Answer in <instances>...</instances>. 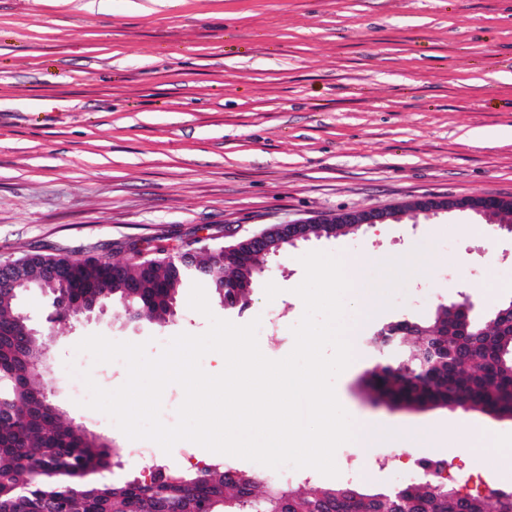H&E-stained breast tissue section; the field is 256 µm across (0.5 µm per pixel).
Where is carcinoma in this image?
<instances>
[{
    "instance_id": "obj_1",
    "label": "carcinoma",
    "mask_w": 512,
    "mask_h": 512,
    "mask_svg": "<svg viewBox=\"0 0 512 512\" xmlns=\"http://www.w3.org/2000/svg\"><path fill=\"white\" fill-rule=\"evenodd\" d=\"M128 258L33 254L17 259L25 267L23 283L12 292L0 282V512L42 508L49 500L67 499L72 512H194L201 504L212 512H512V488L490 486L486 493H464L443 476L447 462L424 464L423 479L387 492H372L358 484L301 487L266 479L230 465L210 464L188 474L158 469L151 480L104 485L56 479L31 484L37 470H76L110 457L106 446L64 419L44 389L30 379L47 348L46 336L24 333L26 322L15 311L22 293L37 288L56 296L43 270L49 265L73 270L75 300L99 298L95 285L112 281L109 306L146 308V317L166 320L176 295L189 281L201 279L215 289L224 307L243 306L232 290L217 283L254 280L267 257L244 251L233 239L208 249L187 244V261L168 262L162 245L129 244ZM126 283L134 287L124 289ZM459 311L438 306L429 321L403 318L386 323L385 334L373 340L380 348L391 338L403 348L398 360L376 374L364 376L368 395L392 405L457 406L507 414L512 410V323L491 319L483 335L460 329Z\"/></svg>"
}]
</instances>
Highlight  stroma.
<instances>
[{"label":"stroma","instance_id":"35a3bbf8","mask_svg":"<svg viewBox=\"0 0 512 512\" xmlns=\"http://www.w3.org/2000/svg\"><path fill=\"white\" fill-rule=\"evenodd\" d=\"M0 0V262L26 254L87 253L122 259L121 245L160 239L181 247L223 242L237 229L353 208L403 206L383 230L365 226L286 247L253 285L243 308L214 316L244 325L280 312L258 336L270 359L294 347L304 313L296 295L303 255L324 251L356 263L383 307L358 322L353 360L335 380L337 398L361 428L376 423L434 429L432 448L381 443L386 468L358 484L385 491L419 459L441 456L448 480L469 491L494 484L475 473L454 427L478 431L493 461L512 456V419L458 407L393 408L367 397L360 380L376 352L378 325L432 318L438 305L478 298L489 316L512 302V235L472 214L424 216L423 196H512V0ZM475 130L485 140L472 139ZM427 269L416 282L415 266ZM182 288L166 323L128 320L105 308L47 321L48 294H24L19 313L48 336L43 382L73 425L113 449L134 442L107 415L73 398L81 385L76 344L102 335L143 343L201 334L208 317ZM181 445L152 464L122 457L109 482L147 477L150 467L196 470L218 461L258 463Z\"/></svg>","mask_w":512,"mask_h":512}]
</instances>
